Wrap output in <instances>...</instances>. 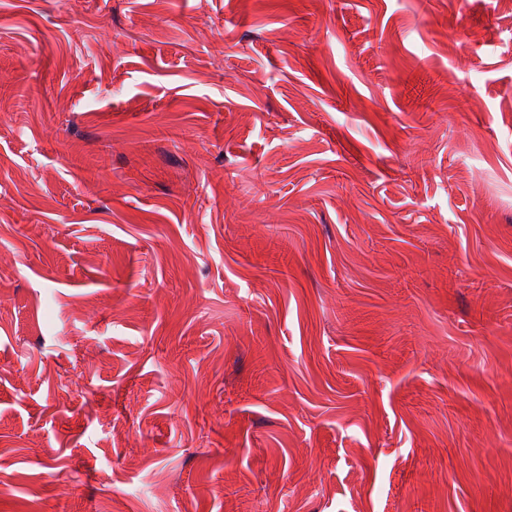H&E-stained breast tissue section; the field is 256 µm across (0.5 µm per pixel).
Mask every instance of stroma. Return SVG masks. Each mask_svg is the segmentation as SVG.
<instances>
[{
  "label": "stroma",
  "instance_id": "obj_1",
  "mask_svg": "<svg viewBox=\"0 0 512 512\" xmlns=\"http://www.w3.org/2000/svg\"><path fill=\"white\" fill-rule=\"evenodd\" d=\"M0 512H512V0H0Z\"/></svg>",
  "mask_w": 512,
  "mask_h": 512
}]
</instances>
